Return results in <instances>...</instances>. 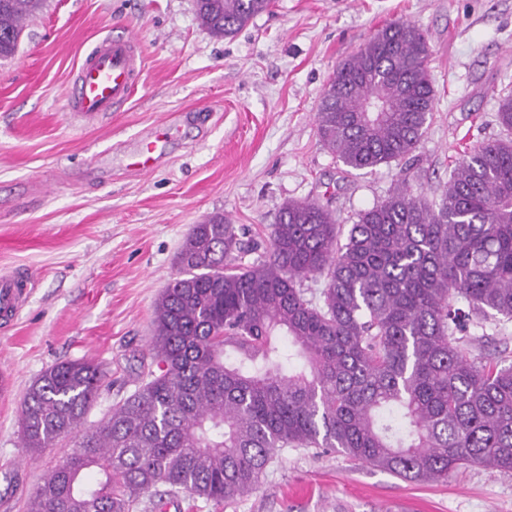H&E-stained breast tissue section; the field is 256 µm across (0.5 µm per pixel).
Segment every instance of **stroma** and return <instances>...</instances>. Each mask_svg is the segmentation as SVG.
<instances>
[{"label": "stroma", "mask_w": 512, "mask_h": 512, "mask_svg": "<svg viewBox=\"0 0 512 512\" xmlns=\"http://www.w3.org/2000/svg\"><path fill=\"white\" fill-rule=\"evenodd\" d=\"M196 0H46L15 54L0 60V274L31 294L0 327V512H25L73 439L34 455L19 417L31 384L65 361L101 365L100 421L139 384L156 299L177 277L193 225L219 215L266 246L290 202L338 223L384 200L400 178L432 194L465 146L501 138L497 94L512 91V0H272L218 39ZM396 20L432 50V119L400 162L355 170L319 140L322 92L337 65ZM134 34L142 75L130 99L94 123L70 112L74 73L105 35ZM168 127L160 163L130 168L138 140ZM472 359L512 362V321L468 332ZM180 512H512V471L477 465L412 482L323 448H288L251 495Z\"/></svg>", "instance_id": "obj_1"}]
</instances>
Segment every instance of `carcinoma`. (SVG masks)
Wrapping results in <instances>:
<instances>
[{"label":"carcinoma","mask_w":512,"mask_h":512,"mask_svg":"<svg viewBox=\"0 0 512 512\" xmlns=\"http://www.w3.org/2000/svg\"><path fill=\"white\" fill-rule=\"evenodd\" d=\"M45 0H0V58ZM271 0H196L200 23L235 35ZM431 50L396 21L340 63L316 125L352 169L398 161L429 125ZM506 136L456 157L439 201L401 180L358 214L346 239L322 205L291 202L257 250L216 215L194 225L179 276L154 305L157 370L91 429L106 374L69 361L26 392L23 447L76 450L46 471L26 512H167L182 492L215 507L257 489L279 450L328 448L403 479L468 465L512 471V363L477 364L469 326L512 320V92ZM324 279L319 301L304 281Z\"/></svg>","instance_id":"obj_1"}]
</instances>
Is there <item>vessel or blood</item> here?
Wrapping results in <instances>:
<instances>
[{"instance_id": "1", "label": "vessel or blood", "mask_w": 512, "mask_h": 512, "mask_svg": "<svg viewBox=\"0 0 512 512\" xmlns=\"http://www.w3.org/2000/svg\"><path fill=\"white\" fill-rule=\"evenodd\" d=\"M142 73V55L134 35L108 36L99 41L76 70L69 101L72 112L93 122L124 104L133 93ZM163 133L141 140L135 158L142 171H150L159 160ZM29 296L22 277H0V320L16 316Z\"/></svg>"}]
</instances>
